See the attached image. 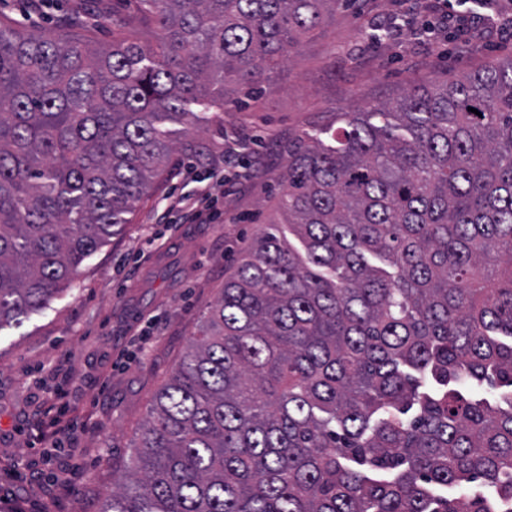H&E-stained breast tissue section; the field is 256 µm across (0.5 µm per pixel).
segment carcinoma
<instances>
[{"mask_svg":"<svg viewBox=\"0 0 512 512\" xmlns=\"http://www.w3.org/2000/svg\"><path fill=\"white\" fill-rule=\"evenodd\" d=\"M343 2L138 0L156 44L107 51L0 23V328ZM339 121L288 149L305 255L251 242L100 512H512V57Z\"/></svg>","mask_w":512,"mask_h":512,"instance_id":"cac0c4a2","label":"carcinoma"}]
</instances>
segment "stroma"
I'll use <instances>...</instances> for the list:
<instances>
[{"label": "stroma", "mask_w": 512, "mask_h": 512, "mask_svg": "<svg viewBox=\"0 0 512 512\" xmlns=\"http://www.w3.org/2000/svg\"><path fill=\"white\" fill-rule=\"evenodd\" d=\"M443 0H346L260 88H240L219 118L185 124L129 224L72 284L20 324L0 328V512H99L125 473L153 399L186 352L253 237L282 220L288 141L325 138L342 112L385 102L512 55V28L456 52V27L428 33ZM136 0H0V22L48 34L86 28L106 49ZM388 29L374 41L372 28ZM211 187L218 218L177 202ZM73 407L60 448L41 440L56 393Z\"/></svg>", "instance_id": "35a3bbf8"}]
</instances>
